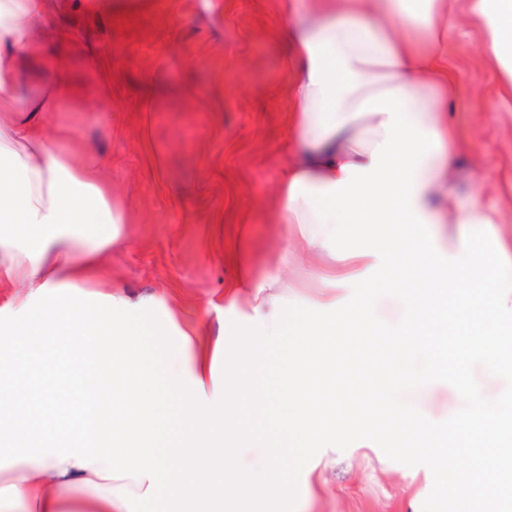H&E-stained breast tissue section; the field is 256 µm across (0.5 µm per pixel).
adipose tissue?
Instances as JSON below:
<instances>
[{
	"label": "adipose tissue",
	"mask_w": 512,
	"mask_h": 512,
	"mask_svg": "<svg viewBox=\"0 0 512 512\" xmlns=\"http://www.w3.org/2000/svg\"><path fill=\"white\" fill-rule=\"evenodd\" d=\"M457 0H276L288 20L287 145L296 146L264 210L289 227L304 274L259 282L235 348L198 345L159 293L106 290L104 258L130 213L102 161L76 154L70 127L44 113L82 102L84 86L36 54L55 25L48 0H0V512H250L288 496L277 450L237 465L240 400L262 398L249 368L287 335L281 292L334 285L306 308L280 386L284 427L307 446L349 431L396 454L448 461V440L478 439L458 512H512V238L479 195L448 187L463 89L448 60ZM483 54L512 100V0H468ZM46 87L31 100L23 71ZM352 245L320 256L343 236ZM373 278L375 292L351 283ZM401 308L382 321L377 295ZM503 377L498 397L456 377L448 417H419L403 390L437 382L451 348ZM178 398L182 433L160 449L156 382ZM493 470L494 482L484 478Z\"/></svg>",
	"instance_id": "ef3b65f1"
}]
</instances>
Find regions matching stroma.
Segmentation results:
<instances>
[{
	"mask_svg": "<svg viewBox=\"0 0 512 512\" xmlns=\"http://www.w3.org/2000/svg\"><path fill=\"white\" fill-rule=\"evenodd\" d=\"M87 2L53 0L55 24L78 41V52L38 35L33 42L84 84L110 87L105 96L93 90L88 105L48 115L52 125L80 130L76 150L104 157L106 182L132 211L123 240L106 256V276L131 296L170 294L180 324L202 334L220 329L234 342L252 298L247 290L237 308L227 306L224 289L239 267L256 281L297 269L287 225L264 223L261 209L288 151V70L274 37L275 0ZM458 16L448 53L468 92L454 105L461 169L451 187L497 204L500 232L512 237V107L499 101L472 18L463 8ZM93 110L111 113V123L91 121ZM299 342L282 337L252 366L269 396L235 412L252 443L285 447L283 475L296 492L269 512H445L458 471L470 463L461 452H450L443 473L355 434L289 447L288 399L279 385Z\"/></svg>",
	"mask_w": 512,
	"mask_h": 512,
	"instance_id": "stroma-1",
	"label": "stroma"
}]
</instances>
